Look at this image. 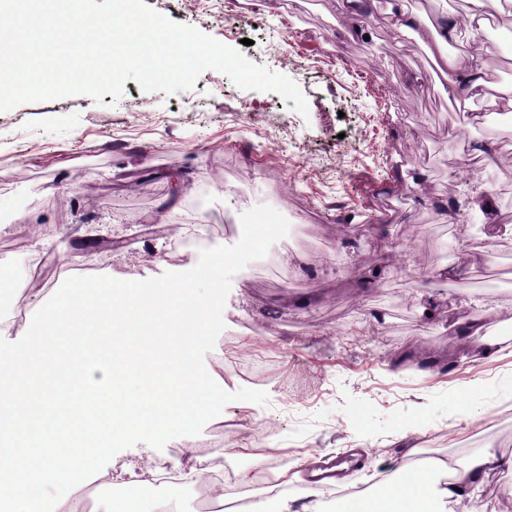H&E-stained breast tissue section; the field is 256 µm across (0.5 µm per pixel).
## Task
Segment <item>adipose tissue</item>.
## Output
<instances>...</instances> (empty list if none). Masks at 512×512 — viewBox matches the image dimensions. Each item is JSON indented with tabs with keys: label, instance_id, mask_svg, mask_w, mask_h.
Listing matches in <instances>:
<instances>
[{
	"label": "adipose tissue",
	"instance_id": "ef3b65f1",
	"mask_svg": "<svg viewBox=\"0 0 512 512\" xmlns=\"http://www.w3.org/2000/svg\"><path fill=\"white\" fill-rule=\"evenodd\" d=\"M470 4L463 17L434 22L409 11L406 0H389L388 15L395 33L427 36L441 46L455 38L459 28L469 29L476 38L474 48L467 56L450 61L447 80L454 94L474 98L485 85L487 50L478 37L485 15L498 10L501 0H470ZM504 467L512 468V455L486 449L460 462L437 460L406 468L399 478L382 480L377 493L347 498L342 512H447L451 504L461 507L462 512H480L471 487L480 477ZM439 469L451 474L442 488L433 479Z\"/></svg>",
	"mask_w": 512,
	"mask_h": 512
}]
</instances>
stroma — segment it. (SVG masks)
I'll use <instances>...</instances> for the list:
<instances>
[{
	"label": "stroma",
	"instance_id": "35a3bbf8",
	"mask_svg": "<svg viewBox=\"0 0 512 512\" xmlns=\"http://www.w3.org/2000/svg\"><path fill=\"white\" fill-rule=\"evenodd\" d=\"M167 18L290 78L307 115L274 92L243 90L204 70L168 94L127 80L120 97L79 94L0 111V267L27 295L50 299L64 266L81 276L142 281L183 272L199 247L231 246L240 216L266 205L289 223L267 254L237 272L224 328L204 358L225 391L239 444L224 463L265 464L242 442L292 443L299 469L349 448L362 470L343 485L377 488L411 449L447 430L464 437L482 409L512 393V0L496 16L486 96L451 93L428 44L398 35L385 12L362 43L343 0H145ZM495 203L494 219L478 208ZM455 210L439 211L438 202ZM97 236V254L79 243ZM483 318L496 345L471 349L453 324ZM262 371L228 373L231 359ZM194 441L139 443L104 468L126 477L144 460L185 472L206 456Z\"/></svg>",
	"mask_w": 512,
	"mask_h": 512
}]
</instances>
